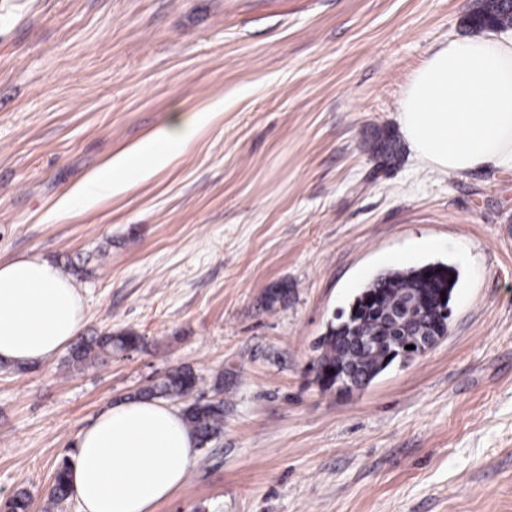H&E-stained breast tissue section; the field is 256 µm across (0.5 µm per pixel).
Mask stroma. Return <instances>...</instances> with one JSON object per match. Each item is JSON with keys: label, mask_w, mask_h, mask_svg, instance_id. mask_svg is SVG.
<instances>
[{"label": "stroma", "mask_w": 512, "mask_h": 512, "mask_svg": "<svg viewBox=\"0 0 512 512\" xmlns=\"http://www.w3.org/2000/svg\"><path fill=\"white\" fill-rule=\"evenodd\" d=\"M474 3L0 0V261L68 272L83 335L143 338L0 370V502L79 512L49 499L79 431L188 368L206 393L223 379L224 427L154 512H512V171L366 149ZM204 109L166 168L58 216L109 158ZM437 262L458 275L445 338L321 389L334 315L378 273ZM142 343V337L132 331H126L117 335L105 333L101 336H92L89 339H81L75 343L71 350L70 358L73 362H84L88 359L99 358L117 351L137 349Z\"/></svg>", "instance_id": "stroma-1"}]
</instances>
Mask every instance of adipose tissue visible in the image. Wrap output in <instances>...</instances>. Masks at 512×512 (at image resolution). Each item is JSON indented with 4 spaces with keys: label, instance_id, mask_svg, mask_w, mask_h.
Segmentation results:
<instances>
[{
    "label": "adipose tissue",
    "instance_id": "obj_1",
    "mask_svg": "<svg viewBox=\"0 0 512 512\" xmlns=\"http://www.w3.org/2000/svg\"><path fill=\"white\" fill-rule=\"evenodd\" d=\"M207 119L173 118L89 176L59 213L94 207L162 170ZM397 121L430 169L512 171V38L451 39L432 49L402 91ZM85 319L79 287L60 267L27 257L0 263V360L41 362L69 346ZM196 445L173 406L126 400L78 434L68 481L82 512H152L183 484Z\"/></svg>",
    "mask_w": 512,
    "mask_h": 512
}]
</instances>
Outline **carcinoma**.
<instances>
[{
  "label": "carcinoma",
  "mask_w": 512,
  "mask_h": 512,
  "mask_svg": "<svg viewBox=\"0 0 512 512\" xmlns=\"http://www.w3.org/2000/svg\"><path fill=\"white\" fill-rule=\"evenodd\" d=\"M492 15V20L500 28L512 27V9L508 6H494L487 0H478V5L467 15V23L474 30H483V18ZM369 152L388 164L398 156L397 142L391 135L381 132L367 141ZM454 269L445 263H429L410 269H393L379 274L369 282L353 299L348 311L341 312L331 320L316 342L318 356L315 364L319 368L334 369L352 366L356 372L369 380L374 379L392 363L388 351L383 347L367 349L356 342H343L342 336H388L391 327L387 315L395 310L403 298L415 293L424 295L427 301L421 309L412 311L409 326L400 335L404 343H412L415 337L427 333L432 324L440 326L448 323L447 311L455 284L449 283ZM142 337L132 331L117 335L105 333L75 343L70 358L74 362H84L112 351L136 349ZM198 380L189 370H175L166 375L159 384L143 391V395L165 396L185 399L183 418L200 444L209 442L218 435L224 423V400H202L193 397ZM69 461L64 459L56 468L49 492L50 499L61 502L69 498Z\"/></svg>",
  "instance_id": "1"
}]
</instances>
